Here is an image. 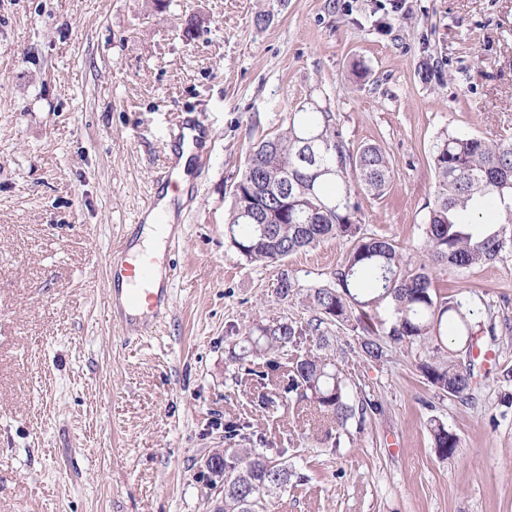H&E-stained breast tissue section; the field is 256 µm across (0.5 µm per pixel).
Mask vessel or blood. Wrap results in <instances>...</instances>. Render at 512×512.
I'll return each instance as SVG.
<instances>
[{"label": "vessel or blood", "instance_id": "b4317fda", "mask_svg": "<svg viewBox=\"0 0 512 512\" xmlns=\"http://www.w3.org/2000/svg\"><path fill=\"white\" fill-rule=\"evenodd\" d=\"M214 141L211 125L203 114L183 117L166 146L164 166L153 183L155 198L136 216L137 221L154 217L157 224H167V214L159 210L157 199L165 189H176L174 176L184 154L196 162H204ZM108 273L112 290L108 309L114 325L124 337L150 335L158 326L168 306V291H150L148 282L154 278V260L144 251H137L129 239H122L110 252Z\"/></svg>", "mask_w": 512, "mask_h": 512}]
</instances>
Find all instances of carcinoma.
Here are the masks:
<instances>
[{"label":"carcinoma","mask_w":512,"mask_h":512,"mask_svg":"<svg viewBox=\"0 0 512 512\" xmlns=\"http://www.w3.org/2000/svg\"><path fill=\"white\" fill-rule=\"evenodd\" d=\"M310 142L320 148L317 164L331 174L318 177L304 163ZM432 162L437 181L416 259L391 239L365 234L358 224L354 186L381 197L393 169L378 145L351 149L332 112L283 118L278 133L255 147L238 180L224 236L246 263L281 266L325 241L350 244L330 281L308 289L307 319L269 318L247 332L251 355H234L237 373L265 389L264 408L276 412L292 401L309 403L327 422L322 440L333 448L350 422L362 426L381 405L370 398L351 403L343 372L313 351L329 345L332 326L357 330L359 353L372 362L385 356L387 339L416 353L427 384L462 404L471 400V366L480 356L477 329L495 335L494 323L473 322L466 299L434 288L432 270H466L512 251V138L446 131L434 143ZM296 288L294 276L281 270L276 296L286 300ZM383 304L389 319L376 322L371 311ZM249 428L227 420L224 438L248 441ZM429 433L442 459L460 447L459 436L435 419ZM278 452L275 457L246 446L215 450L212 457L221 464L210 470V487L224 490L231 512H271L274 499L296 476L285 450Z\"/></svg>","instance_id":"carcinoma-1"}]
</instances>
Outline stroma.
<instances>
[{"label": "stroma", "instance_id": "35a3bbf8", "mask_svg": "<svg viewBox=\"0 0 512 512\" xmlns=\"http://www.w3.org/2000/svg\"><path fill=\"white\" fill-rule=\"evenodd\" d=\"M311 108L350 148L385 150L391 185L357 194L359 221L417 255L437 136L512 137V0H0V512H216L205 461L233 417L296 465L275 512H512L510 251L433 274L496 324L472 403L437 396L401 345L367 361L346 325L327 354L382 411L339 447L313 409L267 415L234 379L246 330L306 319L347 250L289 257L298 288L281 301L277 268L224 240L251 146ZM194 113L215 143L164 248L180 275L156 331L126 340L106 315L107 254L141 235L174 120ZM433 418L460 438L449 459Z\"/></svg>", "mask_w": 512, "mask_h": 512}]
</instances>
